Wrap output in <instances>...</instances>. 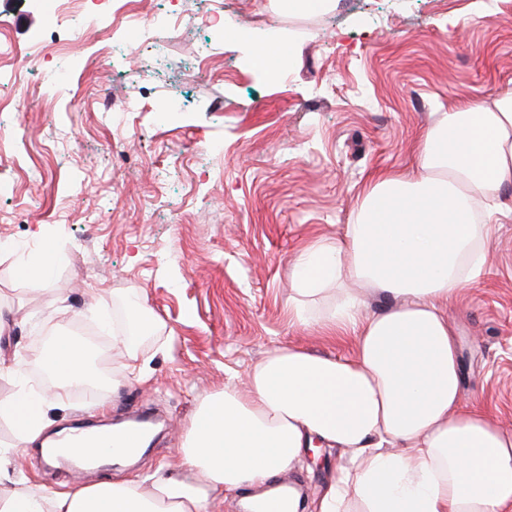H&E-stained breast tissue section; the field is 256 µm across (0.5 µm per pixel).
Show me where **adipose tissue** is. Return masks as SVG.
<instances>
[{
	"instance_id": "1",
	"label": "adipose tissue",
	"mask_w": 512,
	"mask_h": 512,
	"mask_svg": "<svg viewBox=\"0 0 512 512\" xmlns=\"http://www.w3.org/2000/svg\"><path fill=\"white\" fill-rule=\"evenodd\" d=\"M512 90L464 100L423 135L417 170L382 174L342 238L320 240L292 269L289 305L304 326L355 336L350 356L277 346L234 385L204 397L178 450L129 480L48 493L17 483L0 512H211L225 493L257 490L314 446L339 450L312 512H512V429L459 401L447 305L488 262L489 227L512 213ZM389 298L372 312L368 296ZM63 388L83 382L82 344L48 355ZM46 397L0 403L20 442L39 438Z\"/></svg>"
}]
</instances>
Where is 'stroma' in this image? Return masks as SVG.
Wrapping results in <instances>:
<instances>
[{
  "mask_svg": "<svg viewBox=\"0 0 512 512\" xmlns=\"http://www.w3.org/2000/svg\"><path fill=\"white\" fill-rule=\"evenodd\" d=\"M169 11L178 21L124 45L90 21L53 26L34 0H0L28 71L20 85L0 79V401L42 391L32 369L62 336L95 337L92 371L108 378L120 317L142 312L161 327L136 353L145 381L47 412L53 431L157 412L142 475L176 456L203 397L243 385L274 346L353 352L354 337L330 340L289 314L298 253L342 236L377 174L414 168L436 113L512 89V0H339L330 13L118 0L115 22L133 13L146 27ZM212 12L223 30L206 24ZM271 35L280 57L253 68L250 48ZM51 42L64 53L38 54ZM46 66L62 82L41 83ZM133 101L140 111H125ZM57 253L49 279L32 273ZM448 316L463 404L512 428V217L493 225L488 269ZM16 447V479L69 489L0 416V449ZM337 459L321 451L279 479L315 498Z\"/></svg>",
  "mask_w": 512,
  "mask_h": 512,
  "instance_id": "obj_1",
  "label": "stroma"
}]
</instances>
